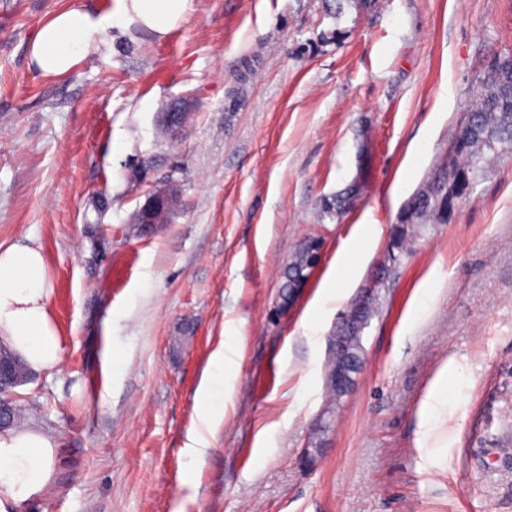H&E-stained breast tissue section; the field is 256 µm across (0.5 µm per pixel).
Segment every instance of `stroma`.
<instances>
[{
	"label": "stroma",
	"mask_w": 512,
	"mask_h": 512,
	"mask_svg": "<svg viewBox=\"0 0 512 512\" xmlns=\"http://www.w3.org/2000/svg\"><path fill=\"white\" fill-rule=\"evenodd\" d=\"M74 6L111 0H0V243L41 247L64 342L60 370L15 390L56 443L29 512H512V154L412 238L354 391L321 456L300 460L338 318L475 104L486 58L512 48V0H349L340 15L332 0H195L164 38L115 27L68 74L36 72L32 34ZM178 97L194 118L162 139L157 115ZM170 182L179 213L139 235L133 212ZM365 224L378 237L362 270L321 303ZM312 238L318 262L279 311L283 267ZM226 344L209 427L197 391Z\"/></svg>",
	"instance_id": "obj_1"
}]
</instances>
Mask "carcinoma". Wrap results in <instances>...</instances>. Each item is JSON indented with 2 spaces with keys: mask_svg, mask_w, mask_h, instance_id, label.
Returning a JSON list of instances; mask_svg holds the SVG:
<instances>
[{
  "mask_svg": "<svg viewBox=\"0 0 512 512\" xmlns=\"http://www.w3.org/2000/svg\"><path fill=\"white\" fill-rule=\"evenodd\" d=\"M512 150V51L490 57L480 81V94L472 109L455 128L448 155L433 167L418 191L410 198L394 225L388 255L376 273L385 281L392 275L404 245L424 220L448 223L456 208L473 190L486 169L490 156ZM181 206L176 188L165 201L147 214L153 224L170 221ZM314 260V246L303 244L289 258L281 275V300L288 302V289L304 277ZM383 298L380 290L362 291L346 310L349 351L364 354L363 333L378 316Z\"/></svg>",
  "mask_w": 512,
  "mask_h": 512,
  "instance_id": "1",
  "label": "carcinoma"
}]
</instances>
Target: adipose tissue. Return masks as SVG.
Masks as SVG:
<instances>
[{"label": "adipose tissue", "instance_id": "adipose-tissue-1", "mask_svg": "<svg viewBox=\"0 0 512 512\" xmlns=\"http://www.w3.org/2000/svg\"><path fill=\"white\" fill-rule=\"evenodd\" d=\"M193 0H115L113 10L93 13L71 7L56 12L32 36L29 57L44 75H64L97 52L101 36L113 25H138L157 37L179 28ZM50 280L40 247L0 244V343L31 372L59 369L63 339L50 307ZM232 369L229 348L215 351L198 399L204 423L218 420L213 387ZM55 442L42 430L0 429V512H24L53 477Z\"/></svg>", "mask_w": 512, "mask_h": 512}]
</instances>
